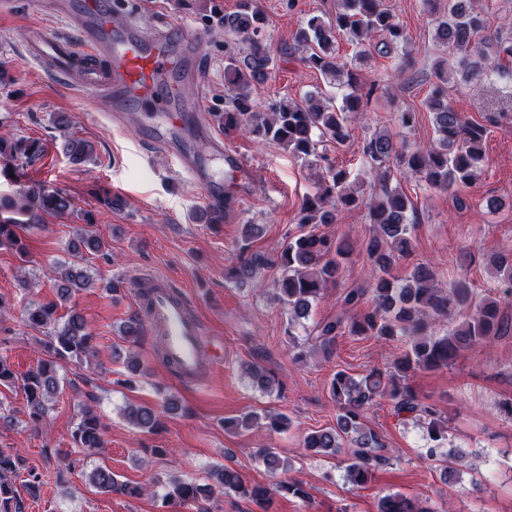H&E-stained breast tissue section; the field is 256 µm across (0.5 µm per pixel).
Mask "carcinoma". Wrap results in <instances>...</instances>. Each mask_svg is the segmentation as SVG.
I'll use <instances>...</instances> for the list:
<instances>
[{
  "instance_id": "carcinoma-1",
  "label": "carcinoma",
  "mask_w": 512,
  "mask_h": 512,
  "mask_svg": "<svg viewBox=\"0 0 512 512\" xmlns=\"http://www.w3.org/2000/svg\"><path fill=\"white\" fill-rule=\"evenodd\" d=\"M433 16V39L442 48V55L434 63L440 85L434 87L426 100L433 113L436 139L428 145L397 143L388 133L374 134L364 140L362 154L373 165H382L395 158L400 167L417 176L426 186L456 191L471 185L478 175L483 160L486 128L466 120L448 101V81H465L494 74L512 78V67L503 57L512 56V47H499L492 52L485 35L488 17L485 11L474 8L472 0H424ZM224 28V81L233 91L230 108L224 111V128L242 129L261 140H272L284 146L296 157L319 156L320 144L331 141L345 143L350 138L348 123L356 112L363 111L364 100L373 89L358 92L356 74L341 65L336 56V39L346 35L359 54L373 37L378 38L374 50L381 58L391 60L395 70L410 65L408 38L402 25L395 21L387 0H337L336 14L325 20L312 16L295 34V42L304 52V65L333 81L337 87H349L352 92L341 96L340 103H332L313 93L300 100H280L270 112L255 111L252 93L272 72L273 56L264 40L266 16L254 0H242L239 11L217 19ZM66 154L74 164H84L94 153L86 140L71 136L65 143ZM43 152V146L33 139H6L0 137V158L7 162H32ZM350 172L333 165L327 168V178L315 192L302 201L298 224L299 234L288 239L279 250L267 254L253 251L250 243L261 233L260 225H242V256L227 269V276L240 284L253 282L261 271L275 266L281 270L274 299L288 313L293 323L308 315L313 303L324 297L326 285L335 282L341 270L360 245L369 267L368 287L353 288L343 297V305L357 308L364 301L370 306L351 317L349 323L341 319L319 325L316 341L323 353L333 354L338 337L364 336L385 341H400L405 349L389 369L370 370L357 379L344 370L337 371L329 384V393L336 403V426L307 433L302 448L322 455H337L344 444L353 448L345 463L346 479L362 486L373 473L389 462L388 448L372 432L365 429L366 411L379 401L391 402L394 414L416 415L425 421L428 437L433 442L445 438L447 420L438 409L418 400L408 385L411 376L419 371L446 368L464 350L487 347L512 332L498 299L474 294L466 278L460 277L449 288H439L435 275L425 264L413 266L403 282L392 276L393 266L408 257L412 251L409 211L412 200L399 190L387 187L382 193L364 200L349 184ZM19 200L10 207L19 214L28 211L30 202L48 214L61 216L73 211L70 195L31 186L18 194ZM366 207L369 217V236L357 243L347 236L329 239L308 228L310 224H334L339 213ZM16 223L0 222V246H15L22 250V235ZM72 251L81 254L107 256L106 242L96 232L77 229ZM496 278L512 292V251L499 256ZM57 293L61 300L92 284L86 269L73 262L55 269ZM58 304L49 302L27 310L30 325L50 330L45 344L47 357L23 377L20 388L24 394L28 419L32 426L43 423L48 404L60 393L58 367L65 360L81 361L95 353L94 336L85 319L72 312L57 317ZM448 322V331L442 336L433 332L437 321ZM144 333L141 318L132 317L123 337L138 344ZM246 374L259 386L267 389L271 379L256 363L244 367ZM178 401L169 396L161 407L130 403L125 417L134 426L152 432L161 426L162 414L178 409ZM268 419L267 427L281 431L290 425L288 416L279 413L261 416L246 414L238 419L224 421L230 431L247 430L261 418ZM104 422L100 415L86 406L71 431L76 447L92 452L103 444ZM256 457L265 469L276 474L289 469L288 458L275 448H259ZM23 471V459L16 451L0 448V512H25L16 481ZM86 481L104 493L139 497L144 488L121 481L106 466H97L85 475ZM226 495L237 494L257 504L273 494H292L308 497L299 481H280L274 486L245 485L231 466L219 467L210 474V482L200 484L174 479L162 496L163 504L176 502L196 506V512H208L206 503L216 491ZM378 512H433L418 501L400 493H388L379 498Z\"/></svg>"
}]
</instances>
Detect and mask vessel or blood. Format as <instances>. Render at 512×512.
Here are the masks:
<instances>
[{
	"label": "vessel or blood",
	"mask_w": 512,
	"mask_h": 512,
	"mask_svg": "<svg viewBox=\"0 0 512 512\" xmlns=\"http://www.w3.org/2000/svg\"><path fill=\"white\" fill-rule=\"evenodd\" d=\"M48 8L76 29L80 40L74 44L59 35H44L28 48L35 62L53 61L58 74L84 68L82 92L87 99L108 112L137 110L147 142L176 157L203 185L208 200L222 196L225 178L237 184L251 180L250 167L222 142L212 141L206 160L184 134L190 123L200 136L208 134L205 92L196 84L200 60L191 42L168 29L147 27L134 13L111 8L105 0H84L77 10L69 0H48ZM165 83L171 86L166 98L159 93ZM145 285L151 290L147 322L164 333L167 362L183 378L197 376L204 368L201 323L166 279L155 275Z\"/></svg>",
	"instance_id": "1"
}]
</instances>
